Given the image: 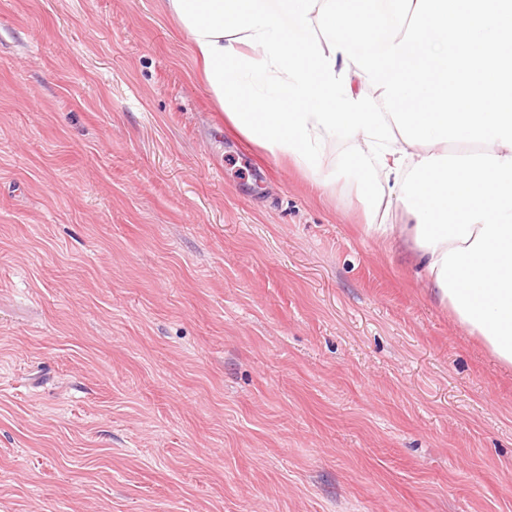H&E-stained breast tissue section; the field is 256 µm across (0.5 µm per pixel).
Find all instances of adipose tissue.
Listing matches in <instances>:
<instances>
[{
    "instance_id": "adipose-tissue-1",
    "label": "adipose tissue",
    "mask_w": 512,
    "mask_h": 512,
    "mask_svg": "<svg viewBox=\"0 0 512 512\" xmlns=\"http://www.w3.org/2000/svg\"><path fill=\"white\" fill-rule=\"evenodd\" d=\"M160 2L225 121L319 195L355 182L363 234L512 368V0Z\"/></svg>"
}]
</instances>
